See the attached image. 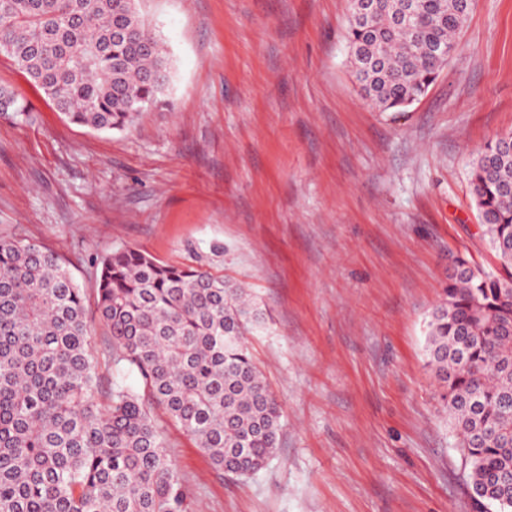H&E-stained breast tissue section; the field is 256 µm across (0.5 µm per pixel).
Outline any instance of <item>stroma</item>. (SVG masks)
<instances>
[{"label":"stroma","mask_w":512,"mask_h":512,"mask_svg":"<svg viewBox=\"0 0 512 512\" xmlns=\"http://www.w3.org/2000/svg\"><path fill=\"white\" fill-rule=\"evenodd\" d=\"M166 44L165 106L125 130L68 121L0 54L29 123L0 118V236L55 251L95 309V259L125 246L203 265L265 313L248 350L281 407L265 468L218 473L152 415L188 512H472L427 366L451 256L499 260L468 180L512 133V0H474L406 112L348 63L351 0H138Z\"/></svg>","instance_id":"1"}]
</instances>
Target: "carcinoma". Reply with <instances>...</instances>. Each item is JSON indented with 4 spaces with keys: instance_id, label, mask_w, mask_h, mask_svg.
I'll use <instances>...</instances> for the list:
<instances>
[{
    "instance_id": "obj_1",
    "label": "carcinoma",
    "mask_w": 512,
    "mask_h": 512,
    "mask_svg": "<svg viewBox=\"0 0 512 512\" xmlns=\"http://www.w3.org/2000/svg\"><path fill=\"white\" fill-rule=\"evenodd\" d=\"M472 0H374L349 19L350 64L381 112H405L455 47ZM0 54L70 122L123 130L163 102L171 71L161 41L130 0H0ZM26 123L31 107L1 87ZM484 235L500 258L488 271L457 256L427 321L428 365L443 389L473 512L501 507L486 485L512 473V150L495 139L469 167ZM96 313L109 363L137 373L104 409L85 298L60 257L0 237V512H187L188 493L151 415L161 407L218 471L250 476L278 445L280 405L245 343L263 320L244 289L193 265L121 247L98 263Z\"/></svg>"
}]
</instances>
